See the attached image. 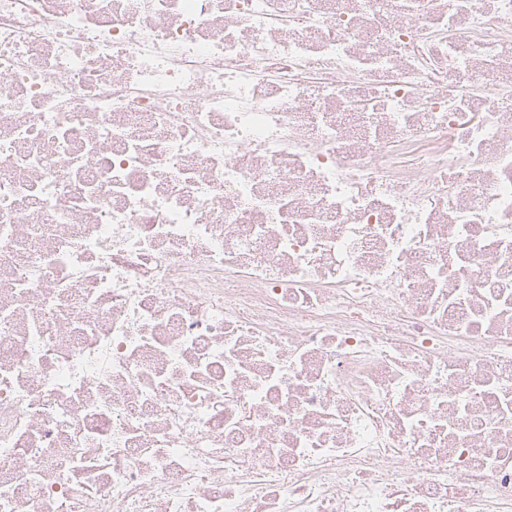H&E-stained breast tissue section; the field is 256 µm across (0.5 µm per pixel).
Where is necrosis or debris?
Returning a JSON list of instances; mask_svg holds the SVG:
<instances>
[{"instance_id": "necrosis-or-debris-1", "label": "necrosis or debris", "mask_w": 512, "mask_h": 512, "mask_svg": "<svg viewBox=\"0 0 512 512\" xmlns=\"http://www.w3.org/2000/svg\"><path fill=\"white\" fill-rule=\"evenodd\" d=\"M0 512H512V0H0Z\"/></svg>"}]
</instances>
